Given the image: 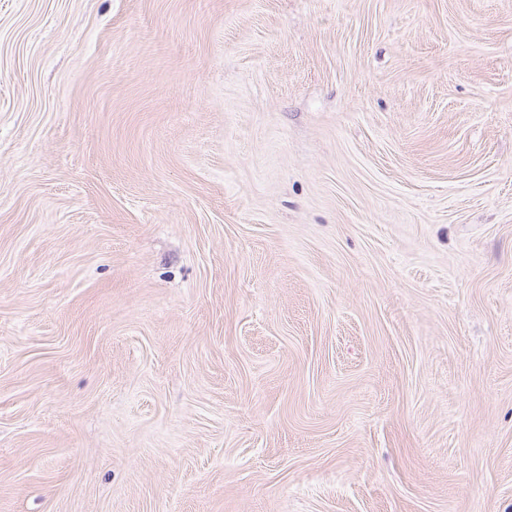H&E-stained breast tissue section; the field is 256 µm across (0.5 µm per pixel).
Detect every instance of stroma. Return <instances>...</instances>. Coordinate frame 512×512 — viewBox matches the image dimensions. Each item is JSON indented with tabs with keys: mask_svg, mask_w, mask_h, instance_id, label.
Masks as SVG:
<instances>
[{
	"mask_svg": "<svg viewBox=\"0 0 512 512\" xmlns=\"http://www.w3.org/2000/svg\"><path fill=\"white\" fill-rule=\"evenodd\" d=\"M0 512H512V0H0Z\"/></svg>",
	"mask_w": 512,
	"mask_h": 512,
	"instance_id": "stroma-1",
	"label": "stroma"
}]
</instances>
